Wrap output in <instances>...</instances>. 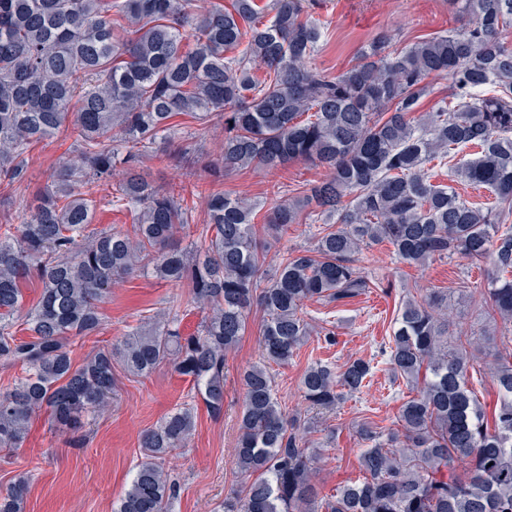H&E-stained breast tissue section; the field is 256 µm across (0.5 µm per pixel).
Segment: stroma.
Masks as SVG:
<instances>
[{
    "instance_id": "stroma-1",
    "label": "stroma",
    "mask_w": 512,
    "mask_h": 512,
    "mask_svg": "<svg viewBox=\"0 0 512 512\" xmlns=\"http://www.w3.org/2000/svg\"><path fill=\"white\" fill-rule=\"evenodd\" d=\"M309 12L325 27L314 62L330 74L355 64L360 51L377 37H387L399 46L458 24L448 0H313ZM175 122L179 135L142 157L141 169L155 182L180 186L183 205L193 224L200 226L207 222L208 187L177 166L183 134L194 133L197 149L209 161L219 155L224 130L219 126L198 129L184 116L176 117ZM75 157L74 135L67 128L35 146L28 155L26 190L0 183V214L20 213L48 183L58 162ZM324 176L323 169L293 162L274 171L249 168L231 172L225 176L223 188L270 204L302 195L308 185ZM256 235L266 245L264 267L268 270L278 264L284 251L313 244L304 224L291 225L275 238L261 222ZM357 266L361 275L375 282V289L339 305L307 302L304 317L313 327V336L289 365L272 369L284 410L308 421L311 440L324 445L314 481L325 494L334 493L338 486L360 475L365 445L356 434L357 427L372 422L386 429L397 428L399 411L413 396L406 382L394 379L382 353L403 300L431 292L445 294L452 304L450 331L479 333L495 328L482 295L494 271L491 260L474 264L454 255L423 267L408 266L396 260L389 244L380 243L364 249ZM175 298L180 301L176 310L181 330L197 333L204 315L189 304L185 288L142 276L116 284L101 306L104 323L100 332L73 339L75 362H82L91 350L117 343L144 317L169 313ZM261 325L260 310H252L245 335L227 358L221 416L208 413L190 379L179 376L170 364H160L143 377L117 371L112 402L105 410L86 417L82 441L55 428L47 412L33 417L25 442L9 462L0 461V490L24 476L28 479L25 512H112L142 460V432L188 403L197 407L196 430L188 447L164 465L169 480L180 487L171 512H224L226 493L242 480L234 455L244 397L238 371L258 360ZM328 329L337 338L331 347L321 337ZM356 359L369 362L370 384L346 394L333 411L310 410L299 390L306 368L321 360L340 369Z\"/></svg>"
}]
</instances>
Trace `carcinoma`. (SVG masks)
Returning <instances> with one entry per match:
<instances>
[{
	"instance_id": "1",
	"label": "carcinoma",
	"mask_w": 512,
	"mask_h": 512,
	"mask_svg": "<svg viewBox=\"0 0 512 512\" xmlns=\"http://www.w3.org/2000/svg\"><path fill=\"white\" fill-rule=\"evenodd\" d=\"M193 2L0 0V178L23 184L25 156L68 121L78 151L28 212L0 220V365L23 370L0 389V451L21 447L32 415L45 408L57 429L78 432L84 415L109 406L117 360L140 376L171 363L207 411L221 414L227 355L256 306L261 354L240 373L237 446L251 481L224 499V512H512V354L486 336L449 332L447 297L402 304L388 364L394 377L421 384L419 394L402 406L399 429L359 426L363 477L334 494L314 485L321 449L286 417L271 372L311 336L306 302L368 292L371 281L355 269L368 244L386 241L399 262L416 267L453 255L492 259L485 300L512 325V45L503 38L512 0H448L470 22L404 47L379 37L334 75L311 65L324 26L305 16V0H273L265 22L255 0L195 10ZM436 73L450 77L451 98L423 111ZM178 115L200 127L224 120L218 160L201 164L192 143L182 147V161L210 179L208 221L189 248L180 232L191 216L174 189L136 166L174 138ZM466 148L477 157L448 165ZM435 160L490 190L495 206L476 207L432 182L426 165ZM291 161L327 175L304 197L270 208L266 224L280 234L307 221L308 209L324 220L313 248L284 252L265 273L258 203L224 192L219 174ZM112 182L107 204L129 213L130 233L91 228L97 193ZM134 274L189 289L206 313L201 334L183 336L175 318L149 317L75 364L71 338L101 330L100 305ZM33 283L41 293L23 340L15 315ZM477 352L493 357L498 400L490 414L468 387ZM369 375L361 359L341 371L315 361L300 390L311 407L331 410ZM195 427V408L185 404L143 432L144 461L115 512H168L179 489L164 464ZM26 491L23 477L0 490V512H24Z\"/></svg>"
}]
</instances>
